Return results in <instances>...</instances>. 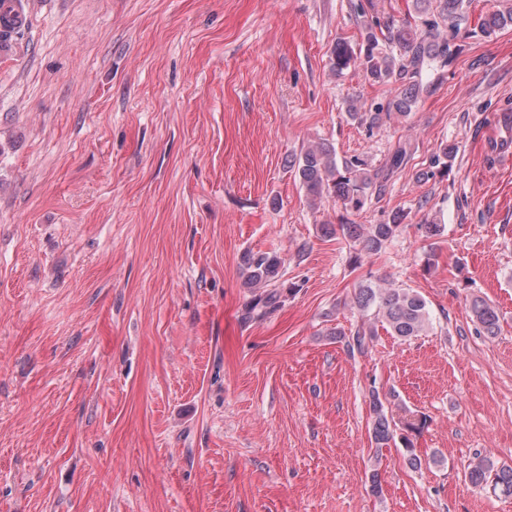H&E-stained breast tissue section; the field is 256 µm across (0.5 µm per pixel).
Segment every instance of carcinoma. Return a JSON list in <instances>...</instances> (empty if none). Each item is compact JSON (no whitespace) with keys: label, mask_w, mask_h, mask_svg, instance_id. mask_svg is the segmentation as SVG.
<instances>
[{"label":"carcinoma","mask_w":512,"mask_h":512,"mask_svg":"<svg viewBox=\"0 0 512 512\" xmlns=\"http://www.w3.org/2000/svg\"><path fill=\"white\" fill-rule=\"evenodd\" d=\"M357 16L362 19V43L354 46L338 40L331 50L332 70L340 75L351 65L359 64L366 78L374 84H392L394 96L387 102L385 111L361 112L356 103H350L348 116L368 124L369 128L380 126L391 115L407 116L427 90L424 75L429 70L448 65L458 51L453 43L462 26L468 22L466 0H413L414 21H386L371 14L375 10L373 0L354 5ZM512 27V9L505 6L484 15L480 23L481 32L490 37L499 30ZM457 146L448 144L440 148L430 160L427 168L416 173L419 181H428L436 173L448 170ZM407 158V149L398 145L387 157L383 166L369 168L359 157L336 159V153L327 146L309 145L294 157L292 167L306 191L311 205L331 197L341 203L347 212L360 213L372 197L380 195L385 183L401 170ZM404 220V214L395 211L388 221L381 224H330L318 225L322 237L342 236L361 246L368 252H377L389 241ZM281 258L274 252H247L242 257L244 284L258 290L246 310V318L260 319L279 307L281 293L272 287L279 276ZM354 304L362 315L371 316L386 324L394 336L410 339L431 326L427 303L418 293L409 288H392L385 283L363 284L358 287ZM469 308L480 330L487 336L499 331V314L496 308L481 297H473ZM372 415V443L380 451L395 442L397 429L405 434L399 436L405 449L407 463L421 466V459L408 434L421 431L426 418L412 415L397 423L386 412L380 393L373 391L369 400ZM466 480L473 486L489 484L493 491L512 496V466L499 465L481 458L469 464Z\"/></svg>","instance_id":"cac0c4a2"}]
</instances>
